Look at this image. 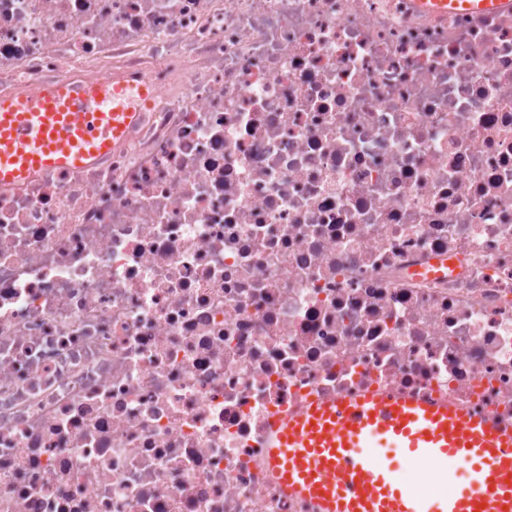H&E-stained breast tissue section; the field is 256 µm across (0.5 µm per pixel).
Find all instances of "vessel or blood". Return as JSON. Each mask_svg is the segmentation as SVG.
I'll return each instance as SVG.
<instances>
[{
  "instance_id": "vessel-or-blood-1",
  "label": "vessel or blood",
  "mask_w": 512,
  "mask_h": 512,
  "mask_svg": "<svg viewBox=\"0 0 512 512\" xmlns=\"http://www.w3.org/2000/svg\"><path fill=\"white\" fill-rule=\"evenodd\" d=\"M415 3L432 12L512 10V0ZM148 95L103 79L1 99L0 183L100 158L130 130L136 102ZM268 440L274 476L321 512H512V424L438 398L368 392L312 400L273 419ZM382 446L407 449L411 465L441 483L449 480V460L466 461L467 483L439 498L402 487L376 453Z\"/></svg>"
}]
</instances>
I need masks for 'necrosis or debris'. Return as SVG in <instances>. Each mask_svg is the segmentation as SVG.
Segmentation results:
<instances>
[{"label":"necrosis or debris","mask_w":512,"mask_h":512,"mask_svg":"<svg viewBox=\"0 0 512 512\" xmlns=\"http://www.w3.org/2000/svg\"><path fill=\"white\" fill-rule=\"evenodd\" d=\"M147 86L0 184V512H316L271 418L390 390L512 423V14L0 0V99Z\"/></svg>","instance_id":"obj_1"}]
</instances>
